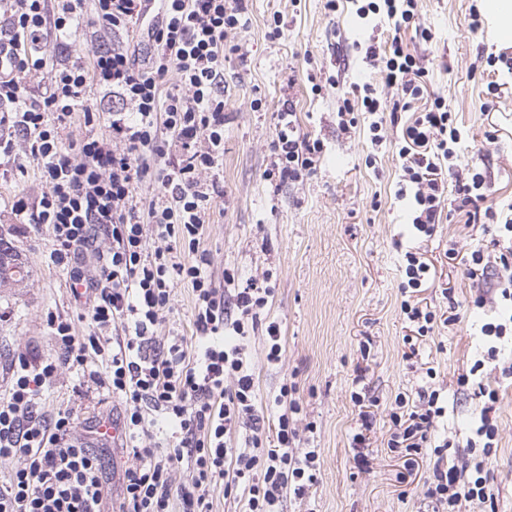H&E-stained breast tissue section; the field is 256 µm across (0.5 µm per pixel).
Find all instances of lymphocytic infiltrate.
I'll list each match as a JSON object with an SVG mask.
<instances>
[{"label": "lymphocytic infiltrate", "instance_id": "1", "mask_svg": "<svg viewBox=\"0 0 512 512\" xmlns=\"http://www.w3.org/2000/svg\"><path fill=\"white\" fill-rule=\"evenodd\" d=\"M356 14H381L395 29L414 21L416 0H352ZM85 18L83 0H0L15 65L0 76V169L24 171L15 151L40 165L45 184L35 207L17 199L16 215L46 225L50 259L82 287L89 299L92 330L73 332L71 320L48 314L57 357L30 363L18 357L0 396V512H102L108 492L105 451L74 434V419L60 410L39 414L37 399L49 394L61 368H77L125 404L122 452L128 460L113 512H215L216 495L244 496L245 512H283L287 497H303L317 480L320 458L305 448L296 428L303 410L295 385H281L274 434L255 413L256 390L245 351L274 290L267 280H239L233 270L215 278L200 241L210 221L215 183L206 174L224 157V37L241 24V0H93ZM119 36L139 31L132 46L93 48L90 63H52L54 49L68 46L83 21ZM385 84L415 97L425 70L393 37L377 57ZM48 73L50 86L25 101V77ZM176 84H169V76ZM95 85L128 102L113 113L108 131L61 145L59 131L74 113L94 114L86 103ZM461 131L445 103L432 107L403 131L398 151L411 226L432 236L457 175ZM273 164L280 179L296 180L316 170L322 146L300 135L294 114L279 113ZM162 189L143 196L141 184ZM482 173L457 184L462 205H473L469 222L491 224L502 245L495 261L483 247L464 261L469 279L492 285L512 302V213L477 209L488 196ZM155 246H148V238ZM93 251L95 271L75 264ZM190 284L195 336L160 338L157 325L171 311L174 288ZM407 335L416 345L438 324L459 319L455 307L441 312L403 301ZM446 409L435 389L416 399L397 396L390 417L389 447L416 456L433 448L431 428ZM188 478L176 479L178 470ZM491 479L483 463L434 466L422 484L424 498L443 512H461L463 501L486 500Z\"/></svg>", "mask_w": 512, "mask_h": 512}]
</instances>
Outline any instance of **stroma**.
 <instances>
[{
    "instance_id": "obj_1",
    "label": "stroma",
    "mask_w": 512,
    "mask_h": 512,
    "mask_svg": "<svg viewBox=\"0 0 512 512\" xmlns=\"http://www.w3.org/2000/svg\"><path fill=\"white\" fill-rule=\"evenodd\" d=\"M326 0H247L248 21L229 32L224 62V159L213 222L203 246L215 273L234 270L240 279L269 278L274 289L270 308L260 314L261 328L250 334L248 352L254 364L259 399L257 411L274 426L272 397L283 382L297 385L303 405L296 426L305 447L317 449L321 468L304 501L288 500L283 512H426L427 502L416 484L399 480L403 460L387 446L393 431L390 408L398 394L415 395L423 387L439 390L448 411L436 419L434 433L453 447L444 455L449 465L482 461L493 479L492 504L464 502L461 512H512V381L502 370L512 365V343L502 342L497 359L486 362L483 382L498 399L491 418L499 427L490 453L469 454L465 444L482 402L462 394L459 380L480 355L476 335L482 320L501 306L497 294L483 308L472 305L479 288L462 266H451L447 252L466 253L488 246L490 232L466 223L459 209L441 217L432 237L413 238L406 201L395 193L401 179L397 144L403 129L420 112L444 97L463 131L459 165L478 169L490 184L487 204L512 203V71L505 64L488 66L487 58H512V40L499 39L496 26L469 27L472 0H418L415 22L394 32L389 25L359 18L352 4L338 11ZM279 37H272L274 26ZM426 69L425 89L406 99L388 86L368 46L387 50L393 36ZM371 83L378 97L393 105L409 101L397 122L385 125L381 145H373L366 115L349 130L339 126L344 103H357L358 87ZM296 114L301 133L320 141L321 163L299 180L267 178L282 109ZM45 189L36 169L0 175V237L11 241L29 270L20 284L0 288V393L20 354L38 360L53 357L55 342L46 326L47 312L73 319L78 335L90 331L79 320L65 273L48 262L51 237L46 228L15 215L17 194L36 204ZM431 260L434 283L419 294L435 308H447L441 290L451 285L460 319L436 328L404 358V323L399 288L406 247ZM277 322L285 352L279 364L265 360L266 322ZM435 377H427V368ZM364 375L378 403L371 407V429H363L359 406L351 399L356 375ZM77 376L59 371L54 392L38 409H63L75 419V434L86 437L94 417H115L118 399L94 388L73 393ZM315 423V432L305 429ZM369 461L359 469L357 457Z\"/></svg>"
}]
</instances>
